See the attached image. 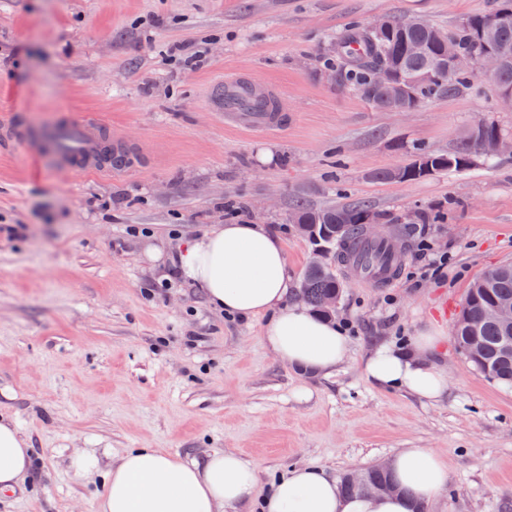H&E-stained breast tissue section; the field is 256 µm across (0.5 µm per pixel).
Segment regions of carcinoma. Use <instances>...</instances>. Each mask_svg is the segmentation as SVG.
<instances>
[{
    "label": "carcinoma",
    "instance_id": "carcinoma-1",
    "mask_svg": "<svg viewBox=\"0 0 512 512\" xmlns=\"http://www.w3.org/2000/svg\"><path fill=\"white\" fill-rule=\"evenodd\" d=\"M503 14L512 16V0H504L494 12L473 14L452 30L448 38L466 54L478 53L489 47L499 51L504 62L495 77L498 90L512 88V22H496L486 27L488 21ZM438 28L420 20H392V29L386 34L372 32L365 25H355L345 34L336 37V68L339 85L349 86L365 102L378 110L391 108V102L372 82L373 72L384 65L394 63L403 75L416 77L433 66L440 65L442 52L436 41ZM405 43H421L426 47L423 55L404 51ZM470 73L447 70V76L438 82H421L415 89L412 107L442 94L454 95L471 85ZM503 133L493 123L475 129L448 153H432L422 149L416 158H427L431 172L460 171L468 167L474 158L487 154L491 143ZM298 218L306 224L316 225L321 244L339 250L345 257L349 246L364 239L361 224L366 216L380 219V214L369 205L358 202L312 209L297 205ZM342 293V285L336 279L332 266L308 265L300 287L293 289L294 299L311 306L314 311L326 315L321 300L324 294ZM512 299V265H502L486 272L469 289L462 306L459 328L454 340L458 350L475 367L478 373L500 382L512 383V330L505 329L487 313L502 298ZM394 484L388 469L375 466L365 473L348 474L343 479V490L352 493L368 487L376 490Z\"/></svg>",
    "mask_w": 512,
    "mask_h": 512
}]
</instances>
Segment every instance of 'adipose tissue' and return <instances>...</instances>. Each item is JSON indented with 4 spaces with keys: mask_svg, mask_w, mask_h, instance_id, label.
<instances>
[{
    "mask_svg": "<svg viewBox=\"0 0 512 512\" xmlns=\"http://www.w3.org/2000/svg\"><path fill=\"white\" fill-rule=\"evenodd\" d=\"M147 256L176 267L225 315L264 317L266 345L301 373L325 376L346 358L349 342L338 324L289 302L285 246L265 225L220 224L172 253L148 246ZM438 345L437 337L420 335L408 350L379 346L365 362V375L377 387L441 401L448 393V374L432 361ZM66 465L100 480L101 512H418L448 484V466L430 448L395 453L389 469L398 490L382 495L345 493L325 468L305 465L274 477L260 496L257 467L225 451L183 459L153 448H130L114 463L81 451ZM30 466L25 440L11 418L0 416V492L24 483Z\"/></svg>",
    "mask_w": 512,
    "mask_h": 512,
    "instance_id": "obj_1",
    "label": "adipose tissue"
}]
</instances>
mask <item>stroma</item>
<instances>
[{
	"label": "stroma",
	"mask_w": 512,
	"mask_h": 512,
	"mask_svg": "<svg viewBox=\"0 0 512 512\" xmlns=\"http://www.w3.org/2000/svg\"><path fill=\"white\" fill-rule=\"evenodd\" d=\"M499 0H0V113L30 128L90 114L146 149L136 172L77 175L34 149L0 148V414L26 437L27 483L0 512H99L100 493L66 466L93 450L202 457L231 451L261 484L290 466L361 473L404 448H430L448 486L426 512H512V387L474 370L451 335L468 289L512 263V154L462 171L382 181L416 149L448 152L491 122L512 135L491 78L405 113L371 108L326 81L337 36L379 18L453 29ZM272 90L283 128L224 119V83ZM365 201L402 248L393 285L339 271L334 320L351 349L332 376L308 377L263 340V317L232 321L187 281L164 287L147 240L208 224H264L281 235L293 281L314 247L296 202ZM437 212L438 223L404 221ZM450 261L421 277V236ZM442 338L448 398L430 404L370 384L378 345Z\"/></svg>",
	"instance_id": "obj_1"
}]
</instances>
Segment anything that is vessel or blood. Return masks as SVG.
Returning a JSON list of instances; mask_svg holds the SVG:
<instances>
[{"label": "vessel or blood", "instance_id": "obj_1", "mask_svg": "<svg viewBox=\"0 0 512 512\" xmlns=\"http://www.w3.org/2000/svg\"><path fill=\"white\" fill-rule=\"evenodd\" d=\"M264 95L249 79L237 78L224 84V112L226 117L249 127L275 125L274 113L264 111ZM0 143L5 145H36L49 148L51 158L61 168L80 174H108L116 167L104 160L103 145H122L119 131L100 123L97 118L64 119L38 130L28 129L19 116L12 112L0 114ZM398 259L390 253L386 239H369L359 246L357 262L349 264L348 274L356 282L376 287L393 283V268Z\"/></svg>", "mask_w": 512, "mask_h": 512}]
</instances>
